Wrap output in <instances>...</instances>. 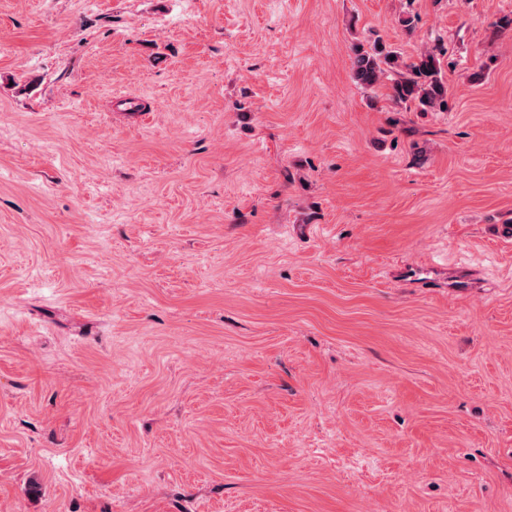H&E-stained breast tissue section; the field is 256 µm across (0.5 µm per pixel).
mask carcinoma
<instances>
[{
    "label": "carcinoma",
    "instance_id": "obj_1",
    "mask_svg": "<svg viewBox=\"0 0 512 512\" xmlns=\"http://www.w3.org/2000/svg\"><path fill=\"white\" fill-rule=\"evenodd\" d=\"M353 69L356 81L370 89L379 88L387 73L396 72L392 85L394 100L416 102L424 111L441 104L446 92L439 63L431 54L407 63L397 52L375 47L370 52L358 53Z\"/></svg>",
    "mask_w": 512,
    "mask_h": 512
}]
</instances>
